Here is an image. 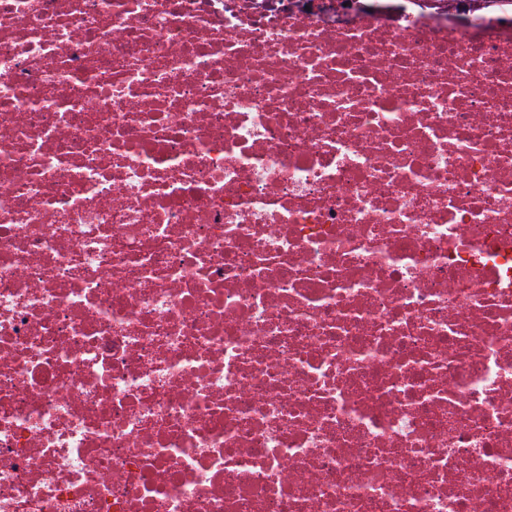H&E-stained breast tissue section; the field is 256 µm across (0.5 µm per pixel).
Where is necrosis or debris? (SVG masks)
Here are the masks:
<instances>
[{"instance_id":"necrosis-or-debris-1","label":"necrosis or debris","mask_w":512,"mask_h":512,"mask_svg":"<svg viewBox=\"0 0 512 512\" xmlns=\"http://www.w3.org/2000/svg\"><path fill=\"white\" fill-rule=\"evenodd\" d=\"M0 512H512V0H0Z\"/></svg>"}]
</instances>
